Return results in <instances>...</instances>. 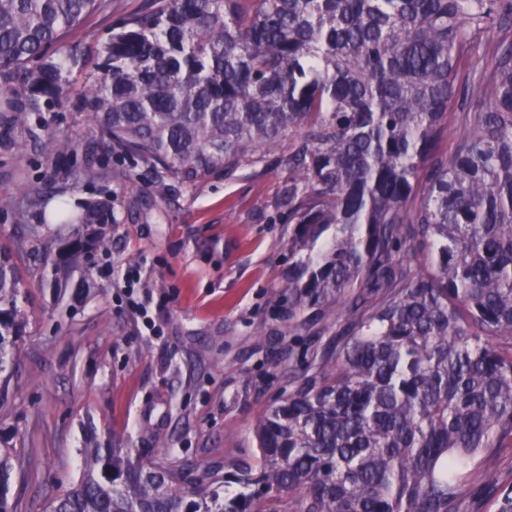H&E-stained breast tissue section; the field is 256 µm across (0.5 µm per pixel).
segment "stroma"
Listing matches in <instances>:
<instances>
[{
  "label": "stroma",
  "instance_id": "obj_1",
  "mask_svg": "<svg viewBox=\"0 0 512 512\" xmlns=\"http://www.w3.org/2000/svg\"><path fill=\"white\" fill-rule=\"evenodd\" d=\"M143 0H112L58 48L97 55L113 21ZM45 136L68 133L78 146L57 158L43 141L0 144V245L15 246L39 228L31 190L69 204L112 202L117 224L107 250L88 259L90 285L54 296L26 257L27 326L12 376L0 386V437L17 450L11 495L19 512H45L78 475L80 448L97 440L134 449L146 460L174 454L183 464L222 466L225 455L251 454L253 426L285 387L287 355L302 358L320 342L315 310L288 327V240L294 227L279 205L288 177L278 153L230 180L172 185L158 192L146 163L98 149L76 96L33 116ZM86 169L76 185L62 171ZM135 267L138 293L157 325L149 330L125 304L105 267ZM512 487V449L496 471L463 481L456 512H494Z\"/></svg>",
  "mask_w": 512,
  "mask_h": 512
}]
</instances>
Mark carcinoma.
Returning a JSON list of instances; mask_svg holds the SVG:
<instances>
[{
    "label": "carcinoma",
    "instance_id": "cac0c4a2",
    "mask_svg": "<svg viewBox=\"0 0 512 512\" xmlns=\"http://www.w3.org/2000/svg\"><path fill=\"white\" fill-rule=\"evenodd\" d=\"M112 0H0V121L78 96L96 145L151 165L155 187L230 178L278 150L297 225L288 320L335 333L303 360L224 469L79 449L46 512H455L471 461L512 442V0H145L95 57H46ZM501 35L491 67L482 36ZM472 67L477 82L457 89ZM77 68L75 86L67 73ZM463 132L437 151L455 96ZM52 136L49 153L74 151ZM41 283L61 288L108 246L107 200L74 211ZM332 232L329 246L311 247ZM0 250V377L25 322ZM16 450L0 440V512Z\"/></svg>",
    "mask_w": 512,
    "mask_h": 512
}]
</instances>
